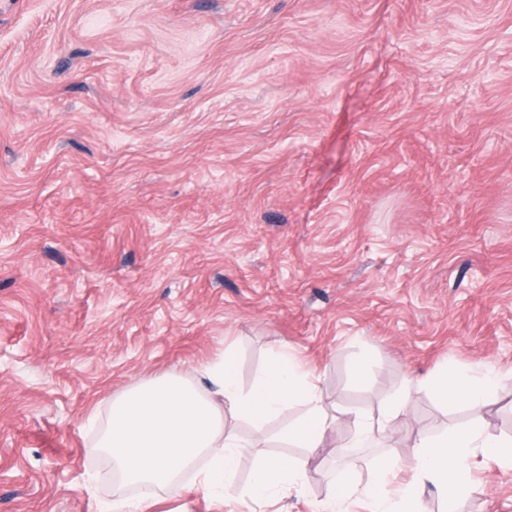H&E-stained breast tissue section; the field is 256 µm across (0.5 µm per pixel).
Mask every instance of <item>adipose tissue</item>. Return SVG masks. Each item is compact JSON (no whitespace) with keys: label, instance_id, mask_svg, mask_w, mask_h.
<instances>
[{"label":"adipose tissue","instance_id":"adipose-tissue-1","mask_svg":"<svg viewBox=\"0 0 512 512\" xmlns=\"http://www.w3.org/2000/svg\"><path fill=\"white\" fill-rule=\"evenodd\" d=\"M203 374L208 382L203 391L169 377L143 383L113 401L112 425L100 445L126 482L177 490L180 474L206 457L210 465L200 474L196 488L211 497L222 495L235 472L239 446L238 435L224 428L221 411L225 408L261 433L285 405L301 402L305 413L279 436L298 448L323 447L331 424L318 397L316 377L288 350L273 354L247 389L239 385L232 350H225ZM501 378V371L492 366L473 372L451 363L435 379L421 381L419 387L444 399L460 398L480 407L494 395ZM402 401L398 395L378 414H359L348 447L360 448L383 436ZM476 458L512 467V437L491 436L473 420L441 436L419 438L413 479L399 497L387 493L392 466L384 463L376 468L373 481L362 488L350 474L341 473L333 508L348 512L351 496L359 492L372 501L373 512H417L420 491L429 483L439 490L448 512H453L456 502L472 489L471 462ZM303 479L298 463L275 458L258 467L246 495L252 501H264L284 487L301 486Z\"/></svg>","mask_w":512,"mask_h":512}]
</instances>
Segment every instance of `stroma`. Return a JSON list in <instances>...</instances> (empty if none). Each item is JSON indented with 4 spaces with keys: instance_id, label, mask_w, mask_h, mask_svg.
Returning a JSON list of instances; mask_svg holds the SVG:
<instances>
[{
    "instance_id": "stroma-1",
    "label": "stroma",
    "mask_w": 512,
    "mask_h": 512,
    "mask_svg": "<svg viewBox=\"0 0 512 512\" xmlns=\"http://www.w3.org/2000/svg\"><path fill=\"white\" fill-rule=\"evenodd\" d=\"M318 378L324 448L242 441L233 490L149 488L153 512H319L338 472L411 474L414 437L512 434V0H0V512L135 500L95 456L113 400L250 386L281 347ZM503 375L481 409L410 395L447 363ZM301 489L251 506L274 456ZM460 512H512L472 467ZM409 396V392L397 395L387 402L378 415L362 413L357 416L355 429L349 440L341 448H363V446L377 437L385 434L391 418L399 405Z\"/></svg>"
}]
</instances>
